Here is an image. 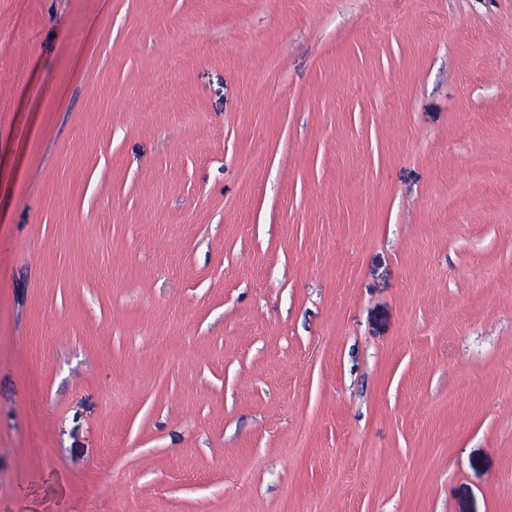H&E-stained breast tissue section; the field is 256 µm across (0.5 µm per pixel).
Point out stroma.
Masks as SVG:
<instances>
[{
	"label": "stroma",
	"instance_id": "35a3bbf8",
	"mask_svg": "<svg viewBox=\"0 0 512 512\" xmlns=\"http://www.w3.org/2000/svg\"><path fill=\"white\" fill-rule=\"evenodd\" d=\"M18 152L0 512H512V0H0Z\"/></svg>",
	"mask_w": 512,
	"mask_h": 512
}]
</instances>
